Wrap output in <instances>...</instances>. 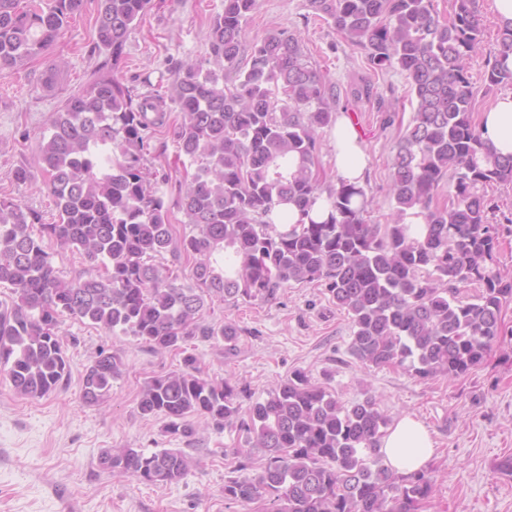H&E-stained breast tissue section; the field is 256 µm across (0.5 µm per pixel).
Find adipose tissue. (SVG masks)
<instances>
[{"instance_id": "1", "label": "adipose tissue", "mask_w": 512, "mask_h": 512, "mask_svg": "<svg viewBox=\"0 0 512 512\" xmlns=\"http://www.w3.org/2000/svg\"><path fill=\"white\" fill-rule=\"evenodd\" d=\"M479 130L483 141L496 154L512 155V96L496 100L482 112ZM336 172L352 184L360 183L365 164L359 134L348 117L336 121L334 131ZM433 442L428 430L409 416L398 418L383 436L380 450L389 467L400 474L421 470L432 453Z\"/></svg>"}]
</instances>
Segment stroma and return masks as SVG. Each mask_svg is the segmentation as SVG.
Listing matches in <instances>:
<instances>
[{"instance_id":"obj_1","label":"stroma","mask_w":512,"mask_h":512,"mask_svg":"<svg viewBox=\"0 0 512 512\" xmlns=\"http://www.w3.org/2000/svg\"><path fill=\"white\" fill-rule=\"evenodd\" d=\"M477 6L482 49L469 59L468 77L474 110L481 113L499 96L512 94V83L491 87L486 82L500 26L491 0H478ZM223 10L224 0H151L127 39L118 75L135 93H143L146 76L153 92L166 91L185 59L208 57L210 26ZM308 13L307 0H259L244 26V43L252 45L274 30L296 33L310 62L328 72L341 95L353 85L373 84L377 100L349 105L348 112L364 150L362 186L370 201L364 218L369 224L385 223L393 208L392 156L411 118L409 79L397 69L373 71L360 50L339 42L327 24L308 21ZM110 59L97 44L95 12L89 7L40 56L0 76V198L29 207L42 223H52L56 215L51 195L44 185L14 182L12 172L21 164L35 165L51 113ZM384 100L400 102L401 110L385 111ZM180 122V112L169 108L166 124L150 135L144 161L164 194L178 238L190 230L177 189L184 172L174 138ZM485 194L494 205L491 223L503 229L497 266L512 273V182L492 184ZM206 321L238 329L234 350L196 338L185 352L156 353L133 337L62 317L60 334L70 364L66 385L31 400L0 379V512H255V504L224 498V481L240 458L260 462V450L248 444L245 434L194 416L191 436L172 435L163 416L146 417L138 410L144 381L181 370L187 352L196 356L203 376L229 377L246 386L245 410L297 371L345 406L375 395L389 419L413 417L434 441V455L423 470L436 492L419 512H512V475L498 469L512 456V301L501 309L500 334L483 360L454 379L422 380L398 367L356 360L349 352L350 319L321 282L290 284L271 302L213 301ZM102 350L122 358L123 373L105 403L89 405L81 399L82 375ZM109 448H178L194 464L177 483L150 485L104 468L100 457Z\"/></svg>"}]
</instances>
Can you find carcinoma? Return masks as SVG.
<instances>
[{"mask_svg":"<svg viewBox=\"0 0 512 512\" xmlns=\"http://www.w3.org/2000/svg\"><path fill=\"white\" fill-rule=\"evenodd\" d=\"M151 0H98V45L112 64L92 74L52 113L38 166L57 220L39 224L19 202L0 199V371L16 394L41 399L62 387L69 365L60 317L88 321L106 334L132 336L157 351L191 339L238 336L205 322L213 299L271 301L289 283L323 281L351 320V354L365 365L397 366L420 378L457 377L483 358L499 335L512 277L492 267L499 228L481 188L512 181V157L486 148L473 122L467 61L479 48L475 0H454L448 19L432 0H307L375 71L410 79L412 116L392 157L395 206L385 224H367L364 189L327 183L317 165L319 130L336 122L335 84L308 61L302 40L272 32L241 67L243 25L257 0H224L214 17L210 56L181 65L170 102L181 112L175 136L195 164L179 183L193 227L173 237L169 212L143 164L149 134L166 120L162 96L137 98L115 73L125 43ZM85 0H0V74L50 46ZM512 28L500 30L486 80L512 82ZM447 176L454 191L436 202ZM329 205L315 219L319 199ZM292 203L300 218L281 229L270 220ZM77 248L103 273L66 280L43 239ZM167 252L194 259L193 284L153 260ZM476 281L473 301L457 284ZM123 361L99 351L82 377L87 404L105 399ZM244 391L202 376L198 360L145 381L138 409L162 415L170 434L192 432L188 417L237 427L263 451L258 471L224 481V498L262 502V512H418L433 486L422 472L397 475L382 463L388 420L374 396L346 407L297 371L279 382L248 418ZM112 472L152 485L179 482L190 467L180 449L104 453Z\"/></svg>","mask_w":512,"mask_h":512,"instance_id":"obj_1","label":"carcinoma"}]
</instances>
